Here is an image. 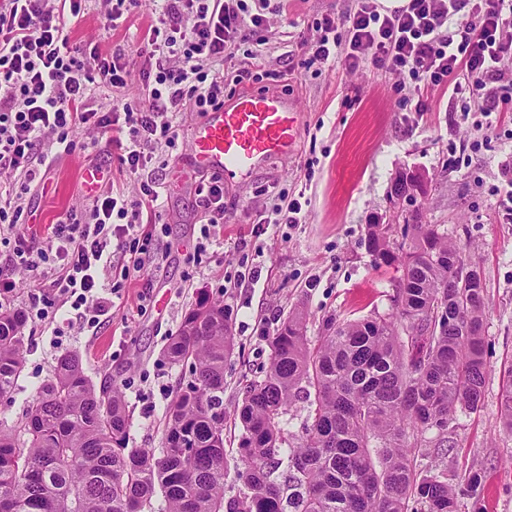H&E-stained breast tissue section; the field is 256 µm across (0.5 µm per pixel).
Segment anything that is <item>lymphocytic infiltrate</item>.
Returning a JSON list of instances; mask_svg holds the SVG:
<instances>
[{"mask_svg": "<svg viewBox=\"0 0 512 512\" xmlns=\"http://www.w3.org/2000/svg\"><path fill=\"white\" fill-rule=\"evenodd\" d=\"M87 0H0V300L13 292L19 274L37 271L48 258L56 263L48 286L54 299H30L36 316L49 309L70 307L69 328L82 332L117 293V278L160 266L166 252L155 246L156 219L163 204L162 186L151 167L163 147L184 133L181 112H206L223 104L224 85L251 79V68L228 75L242 43H252L248 57L258 61L266 43L261 33L267 17L279 13L275 0H163L154 24L137 49L142 60V94L134 103L101 111L92 104L93 88H125L130 62L124 54H102L98 45H71L65 33L68 19L86 9ZM314 25L322 35L303 68L341 66L355 71L373 67L381 74L409 78L416 101L413 111H425V92L451 84L456 95L470 101L492 98L498 84L512 102V0H408L383 13L377 0H354L342 17L325 15ZM107 132L127 128L130 138L120 144L118 160L139 186L135 200L116 190L77 214L53 225L44 245H37L22 224V191L45 182L48 159L75 151L74 128ZM196 192L205 213L202 241L194 257L207 250L226 221L224 188L217 181L199 183ZM128 257L129 263L116 261Z\"/></svg>", "mask_w": 512, "mask_h": 512, "instance_id": "obj_1", "label": "lymphocytic infiltrate"}]
</instances>
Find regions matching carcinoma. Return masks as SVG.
<instances>
[{
    "mask_svg": "<svg viewBox=\"0 0 512 512\" xmlns=\"http://www.w3.org/2000/svg\"><path fill=\"white\" fill-rule=\"evenodd\" d=\"M379 265L399 249L395 312L322 319L306 336L292 311L266 335L269 367L249 381L235 415L242 426L238 493L225 496L224 366L233 349L224 301L198 298L164 349L188 368L165 408L162 448L127 447L130 417L115 385L97 388L78 354L65 352L25 420L0 423V512H459L475 498L473 473L451 485L417 476L419 436H443L460 412L481 407L486 375L480 271L454 286L461 247L436 224L367 225ZM28 315L0 311V398L23 368ZM307 404L296 448L283 416ZM512 430V370L503 384Z\"/></svg>",
    "mask_w": 512,
    "mask_h": 512,
    "instance_id": "carcinoma-1",
    "label": "carcinoma"
}]
</instances>
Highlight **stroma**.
<instances>
[{
    "mask_svg": "<svg viewBox=\"0 0 512 512\" xmlns=\"http://www.w3.org/2000/svg\"><path fill=\"white\" fill-rule=\"evenodd\" d=\"M351 6V0H286L283 12L271 16L265 33L269 79L227 85L224 96L270 87L286 93L302 114L295 151L249 177L224 176L228 222L195 263L187 254L204 223L196 194L200 174L186 161L189 139L166 149V163L153 175L171 186L159 217L174 244L167 262L132 274L95 329H67L56 336L49 320H29L24 369L8 399L0 401L1 422L24 420L58 356L73 351L94 384L108 380L121 386L130 413L129 447H160L165 407L182 371L165 359L163 349L199 297L223 300L231 316L235 346L224 371L229 411L243 385L269 366L264 334L279 316L304 311L307 335L314 341L326 316L354 320L392 313L397 273L377 265L368 252L366 225L436 224L477 263L485 281L487 375L481 408L459 414L448 430L447 447H440L436 433H428L417 469L445 473L452 484L465 473H479L478 499H462L459 512H512V431L501 423L502 376L512 368V198L503 175L512 164V112L484 115L443 88L429 91L427 111L407 112L401 100L411 88L395 93L391 80L374 69L297 72L318 38L313 19L343 16ZM159 7L158 0H139L126 21L110 29L109 0H89L83 16L69 19L71 44L92 42L102 53L119 52L130 61L125 89L96 92L102 109L138 99L136 50ZM275 73L280 76L276 82L271 79ZM488 120L493 123L489 129L484 126ZM72 137L79 149L53 162L44 189L23 196L33 223H59L114 185L128 197L137 195L116 150L90 147L93 134L82 127ZM89 166L103 172L93 192L84 186ZM405 169L424 174L429 182L413 213L391 203L397 175ZM282 195L299 200L301 223H267ZM247 270L256 272V283L231 287V280Z\"/></svg>",
    "mask_w": 512,
    "mask_h": 512,
    "instance_id": "obj_1",
    "label": "stroma"
}]
</instances>
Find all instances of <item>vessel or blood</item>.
Instances as JSON below:
<instances>
[{
    "label": "vessel or blood",
    "instance_id": "vessel-or-blood-1",
    "mask_svg": "<svg viewBox=\"0 0 512 512\" xmlns=\"http://www.w3.org/2000/svg\"><path fill=\"white\" fill-rule=\"evenodd\" d=\"M301 126L300 111L281 92H242L209 110L193 127L189 161L214 175L247 177L292 154Z\"/></svg>",
    "mask_w": 512,
    "mask_h": 512
}]
</instances>
